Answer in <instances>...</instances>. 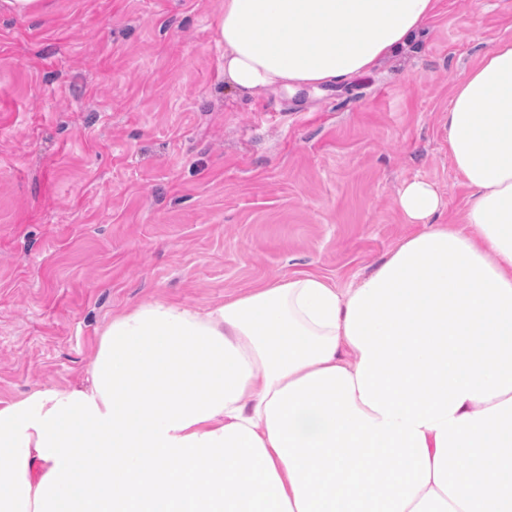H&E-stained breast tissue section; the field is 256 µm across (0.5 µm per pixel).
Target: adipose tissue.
<instances>
[{"label":"adipose tissue","mask_w":512,"mask_h":512,"mask_svg":"<svg viewBox=\"0 0 512 512\" xmlns=\"http://www.w3.org/2000/svg\"><path fill=\"white\" fill-rule=\"evenodd\" d=\"M439 0H224L242 94L370 74ZM442 129L470 191L354 286L314 271L201 309L113 317L88 384L0 402V512H512V40L451 91Z\"/></svg>","instance_id":"obj_1"}]
</instances>
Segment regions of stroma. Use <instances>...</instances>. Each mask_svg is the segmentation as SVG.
Here are the masks:
<instances>
[{
	"mask_svg": "<svg viewBox=\"0 0 512 512\" xmlns=\"http://www.w3.org/2000/svg\"><path fill=\"white\" fill-rule=\"evenodd\" d=\"M223 11L0 6V401L87 384L104 328L154 300L214 307L300 271L355 284L418 230L404 182L436 183L439 223L461 222L440 120L512 38V0H440L372 73L293 95L225 82Z\"/></svg>",
	"mask_w": 512,
	"mask_h": 512,
	"instance_id": "obj_1",
	"label": "stroma"
}]
</instances>
